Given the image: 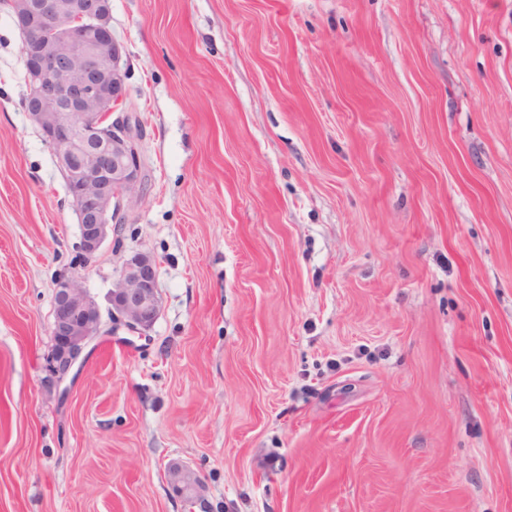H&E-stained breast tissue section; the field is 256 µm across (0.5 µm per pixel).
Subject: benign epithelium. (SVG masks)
I'll return each instance as SVG.
<instances>
[{
	"label": "benign epithelium",
	"mask_w": 512,
	"mask_h": 512,
	"mask_svg": "<svg viewBox=\"0 0 512 512\" xmlns=\"http://www.w3.org/2000/svg\"><path fill=\"white\" fill-rule=\"evenodd\" d=\"M24 40V103L61 170L79 219V261L54 284L52 348L46 370L60 399L81 354L124 328L142 333L158 319L156 261L127 254L107 293L109 322L82 280L108 243L122 250L117 224L141 183L138 141L130 118H112L124 95L122 47L112 37L110 0H9ZM167 483L180 499L203 501L204 484L188 463L172 461Z\"/></svg>",
	"instance_id": "1"
}]
</instances>
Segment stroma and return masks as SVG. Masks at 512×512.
<instances>
[{"instance_id": "stroma-1", "label": "stroma", "mask_w": 512, "mask_h": 512, "mask_svg": "<svg viewBox=\"0 0 512 512\" xmlns=\"http://www.w3.org/2000/svg\"><path fill=\"white\" fill-rule=\"evenodd\" d=\"M111 26L144 131L120 239L161 311L62 401L78 215L0 0V512H512V0H112ZM167 483L182 501L186 498L203 501L204 484L198 472L188 463L173 461L167 467Z\"/></svg>"}]
</instances>
